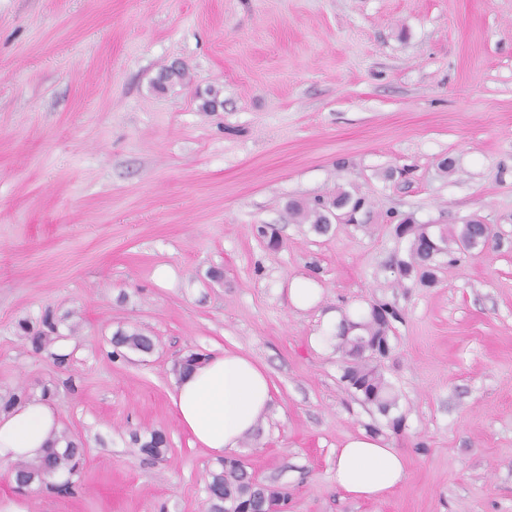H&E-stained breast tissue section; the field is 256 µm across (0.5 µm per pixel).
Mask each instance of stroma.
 <instances>
[{
    "label": "stroma",
    "instance_id": "obj_1",
    "mask_svg": "<svg viewBox=\"0 0 512 512\" xmlns=\"http://www.w3.org/2000/svg\"><path fill=\"white\" fill-rule=\"evenodd\" d=\"M176 61L185 83L156 92ZM340 188L367 198L359 223L289 216ZM406 216H479L497 241L400 284ZM296 277L315 306L291 304ZM376 302L399 313L386 416L346 390L325 321ZM48 310L78 325L64 371L20 338ZM120 327L154 352L110 357ZM218 348L274 384L235 456L285 512H512V0H0V393L53 386L87 449L65 497L17 493L1 461L0 506L203 512L212 460L170 394L178 359ZM361 432L405 460L379 500L331 478ZM320 288H316V285L305 279L296 278L293 279L289 288V297L297 309L306 310L318 300ZM131 441L139 451L152 458H162L167 453V441L161 431L153 430L148 436H142L137 431L132 432Z\"/></svg>",
    "mask_w": 512,
    "mask_h": 512
}]
</instances>
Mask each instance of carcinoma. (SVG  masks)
<instances>
[{"label": "carcinoma", "mask_w": 512, "mask_h": 512, "mask_svg": "<svg viewBox=\"0 0 512 512\" xmlns=\"http://www.w3.org/2000/svg\"><path fill=\"white\" fill-rule=\"evenodd\" d=\"M186 76L185 69H163L154 80L156 90L165 91L169 87L180 84ZM330 201L318 199L312 203L297 201L288 204L289 215L302 224H309L314 231L325 233L329 230L328 209ZM404 229H395L399 239L408 241L404 256L393 262L394 273L398 280L417 279L422 283L431 284L434 281L438 255L429 250L426 243V228L423 224H412L410 218L401 221ZM446 239L454 241L459 247L471 239L488 243L493 237L490 225L478 222L465 223L455 230H444ZM23 331L28 334L33 348L45 351L59 368L66 366L68 355L52 351L57 342L63 339L59 332V320L46 312L39 320V327L34 328L28 323L22 324ZM392 325L381 322L371 315L363 314L356 319L343 316L342 323L336 333V352L341 356L343 364L342 382L348 390L362 403L375 406L386 415L396 406L397 396L392 384L376 364V358L370 352L369 342L372 340L390 342ZM110 343L113 346L111 355L126 356L133 354H150L155 350L152 337L137 328L118 329L113 333ZM31 399L24 389L0 395V412H7L16 404ZM131 441L139 451L152 458H162L167 453L165 435L157 430L143 436L133 432ZM58 442L61 448L51 447L37 459H22L11 464V473L15 480L16 490L25 491L33 485L47 483L48 476L63 478L64 489L73 493L72 477L77 475L85 459L86 450L83 443L72 431L65 428L60 432ZM207 498L205 512H234L236 507L253 504L258 509L268 508V503L283 500L286 492L274 485H258L253 480L243 464L226 467L220 460L209 469L206 481Z\"/></svg>", "instance_id": "carcinoma-1"}]
</instances>
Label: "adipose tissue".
Returning <instances> with one entry per match:
<instances>
[{"label":"adipose tissue","instance_id":"ef3b65f1","mask_svg":"<svg viewBox=\"0 0 512 512\" xmlns=\"http://www.w3.org/2000/svg\"><path fill=\"white\" fill-rule=\"evenodd\" d=\"M172 402L194 443L221 459L266 419L270 380L263 366L228 350L176 375ZM60 429L57 412L43 400L16 406L0 415V461L43 456ZM405 477L401 454L382 438L363 432L349 436L333 460L334 483L355 498L381 499Z\"/></svg>","mask_w":512,"mask_h":512}]
</instances>
